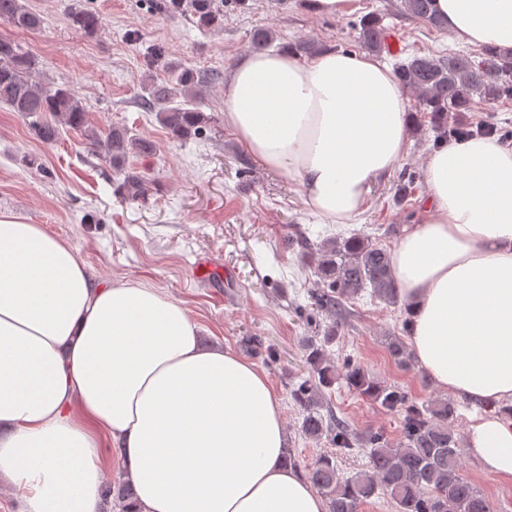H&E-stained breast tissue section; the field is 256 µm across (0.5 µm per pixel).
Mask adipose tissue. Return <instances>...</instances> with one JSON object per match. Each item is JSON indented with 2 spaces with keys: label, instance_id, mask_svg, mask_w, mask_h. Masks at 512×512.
<instances>
[{
  "label": "adipose tissue",
  "instance_id": "adipose-tissue-1",
  "mask_svg": "<svg viewBox=\"0 0 512 512\" xmlns=\"http://www.w3.org/2000/svg\"><path fill=\"white\" fill-rule=\"evenodd\" d=\"M437 9L461 43L512 55V0ZM408 106L387 64L335 50L246 56L224 89L246 150L334 222L403 158ZM425 179L423 220L391 252L409 345L435 387L479 408L470 451L512 481V145H442ZM104 433L138 512H328L281 463L282 399L254 363L202 346L161 290L96 279L42 225L0 219V480L24 489L20 512H96Z\"/></svg>",
  "mask_w": 512,
  "mask_h": 512
}]
</instances>
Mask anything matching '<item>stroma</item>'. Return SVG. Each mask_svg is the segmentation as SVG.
I'll list each match as a JSON object with an SVG mask.
<instances>
[{
    "label": "stroma",
    "instance_id": "obj_1",
    "mask_svg": "<svg viewBox=\"0 0 512 512\" xmlns=\"http://www.w3.org/2000/svg\"><path fill=\"white\" fill-rule=\"evenodd\" d=\"M44 18L41 31L26 32L0 22V36L19 41L40 63L50 84L68 85L86 108L91 127L114 125L153 141L149 157L131 155V168L148 172L154 185L142 201L124 202L114 194L117 177L92 155L82 133L63 130L53 144L40 142L17 113L0 107V218L40 224L68 241L92 274L109 281L142 282L179 302L208 344H221L256 364L282 399L288 448L299 466L323 454L335 455L340 477L365 470L366 435L381 433L390 442L402 437L403 412L388 411L334 384L325 393V410L352 430L357 443L341 451L327 440L306 439L302 411L292 389L311 374L303 345L324 325L311 304L316 276L298 244L362 233L394 249L405 230L422 221L428 194L424 168L433 150L429 127L409 131L407 151L385 180L375 183L365 212L352 224H323L304 205L297 184L248 153L224 121V77L249 52L251 31L272 28L275 49L300 39L325 49L359 53L364 17L377 15L394 41L379 58L396 66L415 55L448 57L479 48L453 41L446 29L409 16L402 0H356L352 13L338 17L309 11L305 0H246L224 7L221 28L200 33L192 14L171 15L164 0H23ZM103 16L104 28L86 36L69 23L76 6ZM161 46L162 58L150 55ZM215 78L203 94L206 127L196 139L176 140L155 113L138 104L147 77L168 79L171 64ZM465 124L483 123L512 144V99L476 104L462 113ZM413 181L405 204L392 201L400 178ZM205 260L220 277L195 279ZM409 316L404 300L388 304L369 293L346 300L336 339L327 348L336 366L352 360L366 366L385 385L399 388L425 404L443 397L418 369L404 370L390 358L386 337L403 333ZM260 337L258 352L247 348ZM475 413L459 401L452 426L460 437L458 453L464 475L493 503L495 512H512V483L486 475L468 453L466 437Z\"/></svg>",
    "mask_w": 512,
    "mask_h": 512
}]
</instances>
